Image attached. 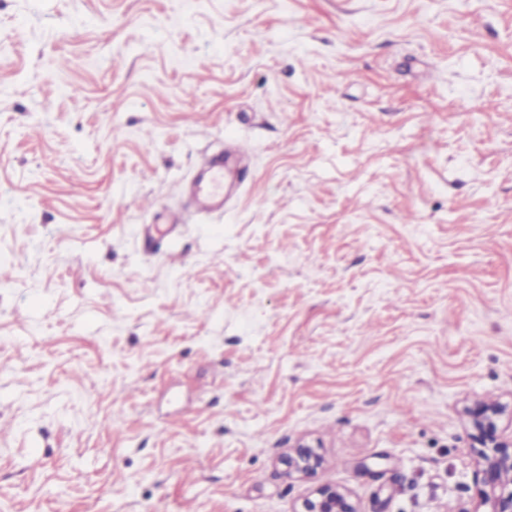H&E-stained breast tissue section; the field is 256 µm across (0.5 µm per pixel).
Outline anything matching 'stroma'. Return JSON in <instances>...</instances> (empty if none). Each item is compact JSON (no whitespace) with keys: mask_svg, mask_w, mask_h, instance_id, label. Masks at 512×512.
Segmentation results:
<instances>
[{"mask_svg":"<svg viewBox=\"0 0 512 512\" xmlns=\"http://www.w3.org/2000/svg\"><path fill=\"white\" fill-rule=\"evenodd\" d=\"M483 398L512 0H0V512H474ZM225 170L224 152L209 157L206 168L197 176L194 186V201L199 210H224ZM278 463L286 476L302 478L313 474L322 461L310 445L301 444L281 454ZM292 512H360L345 488L324 484L294 507Z\"/></svg>","mask_w":512,"mask_h":512,"instance_id":"35a3bbf8","label":"stroma"}]
</instances>
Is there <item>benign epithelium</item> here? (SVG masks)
I'll return each instance as SVG.
<instances>
[{
  "label": "benign epithelium",
  "mask_w": 512,
  "mask_h": 512,
  "mask_svg": "<svg viewBox=\"0 0 512 512\" xmlns=\"http://www.w3.org/2000/svg\"><path fill=\"white\" fill-rule=\"evenodd\" d=\"M473 456L472 480L482 512H512V402L480 399L465 411ZM278 463L288 477H307L321 466L310 445L301 444L281 454ZM292 512H359L351 493L324 484Z\"/></svg>",
  "instance_id": "1"
}]
</instances>
